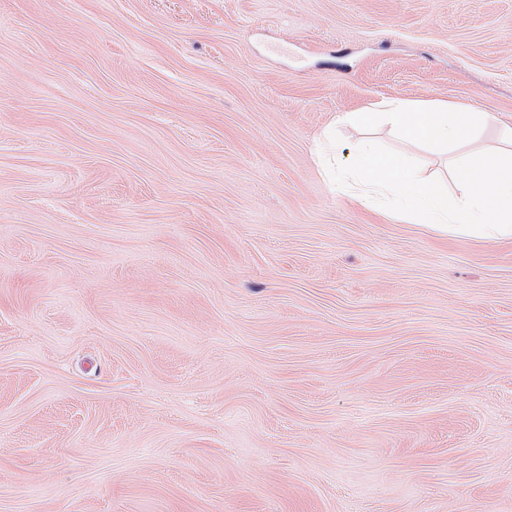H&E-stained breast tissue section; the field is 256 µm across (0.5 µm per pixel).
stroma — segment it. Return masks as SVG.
Here are the masks:
<instances>
[{"mask_svg":"<svg viewBox=\"0 0 512 512\" xmlns=\"http://www.w3.org/2000/svg\"><path fill=\"white\" fill-rule=\"evenodd\" d=\"M512 128V0H0V512H512V238L314 161ZM380 107L386 112H359L345 116V120L352 123L377 116L407 142L447 147L468 141L476 125L493 120L491 111L458 112L448 101L397 100Z\"/></svg>","mask_w":512,"mask_h":512,"instance_id":"1","label":"stroma"}]
</instances>
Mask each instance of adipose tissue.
<instances>
[{"instance_id": "1", "label": "adipose tissue", "mask_w": 512, "mask_h": 512, "mask_svg": "<svg viewBox=\"0 0 512 512\" xmlns=\"http://www.w3.org/2000/svg\"><path fill=\"white\" fill-rule=\"evenodd\" d=\"M379 118L407 142L456 146L468 141L475 126L489 124L490 112H461L445 101L397 100L385 103Z\"/></svg>"}]
</instances>
